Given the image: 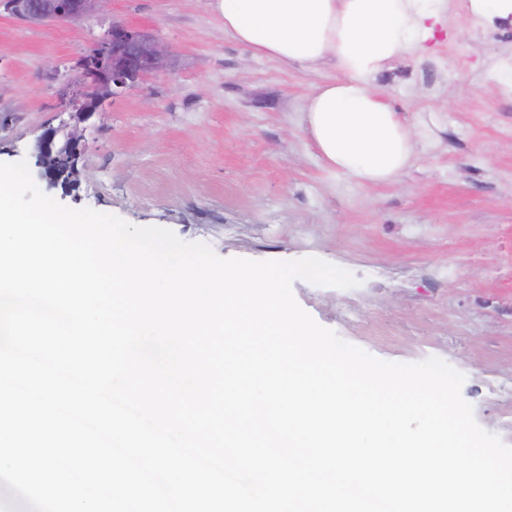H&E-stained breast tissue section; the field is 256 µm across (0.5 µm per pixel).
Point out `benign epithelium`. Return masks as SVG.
I'll return each mask as SVG.
<instances>
[{"mask_svg":"<svg viewBox=\"0 0 512 512\" xmlns=\"http://www.w3.org/2000/svg\"><path fill=\"white\" fill-rule=\"evenodd\" d=\"M111 0H3L12 15L34 23L62 22L88 18L105 11ZM173 54L156 34L149 30L114 22L95 48L76 62L80 73L92 74V81L64 83L59 93L60 108L69 120L45 129L36 141V164L49 182L57 186V177L45 160L61 158L78 175L79 159L84 152L85 123L105 101L135 88L144 78L169 70Z\"/></svg>","mask_w":512,"mask_h":512,"instance_id":"7a95c632","label":"benign epithelium"}]
</instances>
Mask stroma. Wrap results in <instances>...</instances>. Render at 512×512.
Masks as SVG:
<instances>
[{
  "label": "stroma",
  "instance_id": "1",
  "mask_svg": "<svg viewBox=\"0 0 512 512\" xmlns=\"http://www.w3.org/2000/svg\"><path fill=\"white\" fill-rule=\"evenodd\" d=\"M434 36L372 84L405 118L415 150L400 180L361 185L329 170L302 112L328 66L282 65L224 33L211 0H111L77 22L33 25L0 11V162H26L61 205L203 242L222 258H318L359 283L299 278L321 326L389 362L437 357L463 373L477 424L512 446V22L447 0ZM148 29L176 58L87 123L76 187L36 165L73 66L111 21Z\"/></svg>",
  "mask_w": 512,
  "mask_h": 512
}]
</instances>
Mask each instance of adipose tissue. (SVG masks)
I'll use <instances>...</instances> for the list:
<instances>
[{"label":"adipose tissue","instance_id":"adipose-tissue-1","mask_svg":"<svg viewBox=\"0 0 512 512\" xmlns=\"http://www.w3.org/2000/svg\"><path fill=\"white\" fill-rule=\"evenodd\" d=\"M446 0H213L224 33L256 55L314 68L334 79L310 95L305 133L330 170L362 185L397 182L413 142L397 110L371 81L404 52L423 45L427 20Z\"/></svg>","mask_w":512,"mask_h":512}]
</instances>
